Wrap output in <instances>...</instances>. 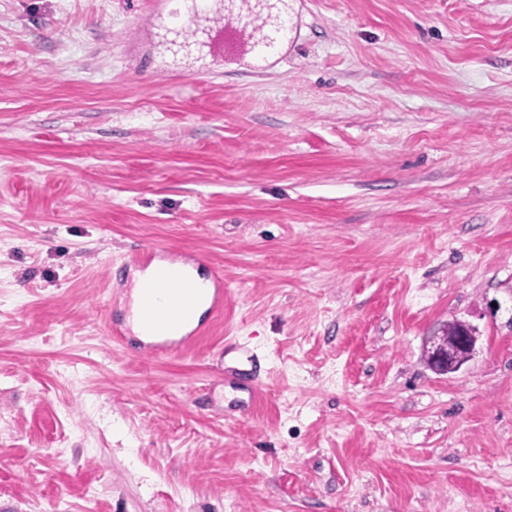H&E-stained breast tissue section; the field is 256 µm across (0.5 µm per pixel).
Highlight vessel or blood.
<instances>
[{
	"label": "vessel or blood",
	"mask_w": 512,
	"mask_h": 512,
	"mask_svg": "<svg viewBox=\"0 0 512 512\" xmlns=\"http://www.w3.org/2000/svg\"><path fill=\"white\" fill-rule=\"evenodd\" d=\"M167 259L178 266L177 274L162 278L143 291V302L152 308L153 316L145 328L148 334L146 351L151 355L164 354L190 345L202 333L200 325L191 322L189 311L193 305L206 306L212 312L224 308V275L214 273L205 288L189 287L184 268H194L198 260L192 255H163L161 248L135 250L127 257L128 265L146 268L155 260Z\"/></svg>",
	"instance_id": "vessel-or-blood-1"
}]
</instances>
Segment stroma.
<instances>
[{
    "mask_svg": "<svg viewBox=\"0 0 512 512\" xmlns=\"http://www.w3.org/2000/svg\"><path fill=\"white\" fill-rule=\"evenodd\" d=\"M174 8L0 0V512H512V0H291L265 60ZM155 246L224 272L162 356ZM290 18L288 11H285L281 15L280 23L276 31L271 34V37L266 42L258 43L254 46L253 52L256 57L264 59L271 52L275 50V48L281 42L288 40V34L292 31V27L289 25ZM162 249L159 247H152L145 250H134L130 252L125 261L126 264L137 268H146L151 265L156 259L157 262H168L171 265H177L180 268H195L198 270V260L193 255H174L171 254L167 258L162 256ZM156 264L144 273L136 272L133 277L129 310L126 315L128 324L134 334L147 340L141 328L144 315V305L155 310L154 315L147 321V348L143 350L151 355L164 354L190 345L200 337L203 330L200 323L194 324L189 317V311L194 304L207 307V311L220 312L224 308V274L214 273L206 288L203 277L196 271L189 279L199 288H187L188 282L181 269L177 274L162 278L153 283L150 288L144 284L155 277L165 275L169 267ZM143 289V301L142 291ZM463 329L454 345L448 346L458 330V323L444 325L440 330L446 332L447 337L434 335L427 336L426 348L428 362L431 368L440 374L455 373L467 363L474 355L478 336L474 335V328L469 324H462ZM441 331V332H442Z\"/></svg>",
    "mask_w": 512,
    "mask_h": 512,
    "instance_id": "1",
    "label": "stroma"
}]
</instances>
